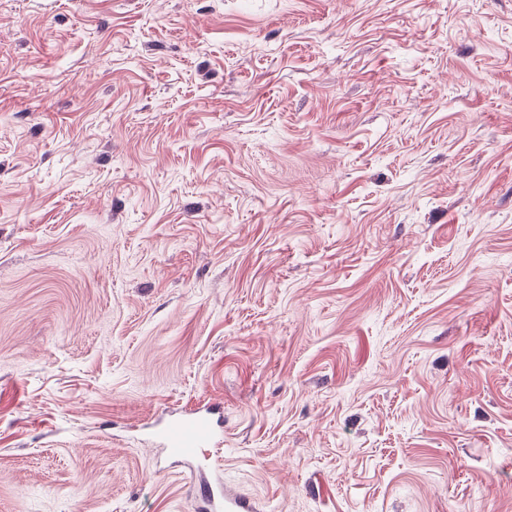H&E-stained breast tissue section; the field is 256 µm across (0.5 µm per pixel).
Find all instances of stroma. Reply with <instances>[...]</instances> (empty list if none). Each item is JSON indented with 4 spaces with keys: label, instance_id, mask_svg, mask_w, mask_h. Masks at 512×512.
<instances>
[{
    "label": "stroma",
    "instance_id": "1",
    "mask_svg": "<svg viewBox=\"0 0 512 512\" xmlns=\"http://www.w3.org/2000/svg\"><path fill=\"white\" fill-rule=\"evenodd\" d=\"M512 512V0H0V512ZM222 409L218 404H205L189 410L170 412L152 425L151 442L170 459L186 463L196 480L191 484L196 510L202 512H256L254 501L244 494L232 492L219 481L202 478L208 458L202 451L222 444L220 429ZM192 473V474H193ZM199 475V478L198 476Z\"/></svg>",
    "mask_w": 512,
    "mask_h": 512
}]
</instances>
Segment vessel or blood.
Returning a JSON list of instances; mask_svg holds the SVG:
<instances>
[{"label": "vessel or blood", "instance_id": "vessel-or-blood-1", "mask_svg": "<svg viewBox=\"0 0 512 512\" xmlns=\"http://www.w3.org/2000/svg\"><path fill=\"white\" fill-rule=\"evenodd\" d=\"M222 409L206 404L169 413L152 426L151 441L170 459L190 466L196 479L192 494L199 512H257V505L244 494L206 479V449L221 445Z\"/></svg>", "mask_w": 512, "mask_h": 512}]
</instances>
